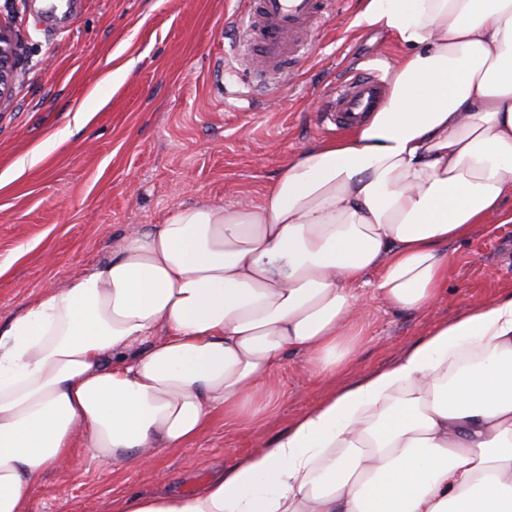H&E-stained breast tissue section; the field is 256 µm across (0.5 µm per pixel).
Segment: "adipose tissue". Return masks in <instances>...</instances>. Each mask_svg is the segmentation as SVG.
<instances>
[{
	"label": "adipose tissue",
	"instance_id": "1",
	"mask_svg": "<svg viewBox=\"0 0 512 512\" xmlns=\"http://www.w3.org/2000/svg\"><path fill=\"white\" fill-rule=\"evenodd\" d=\"M404 48L376 112L250 206H178L0 323V512L80 456L152 473L247 429L288 356L344 368L365 299L435 306L451 247L512 195V0H367ZM111 512H512V290L434 323L189 493Z\"/></svg>",
	"mask_w": 512,
	"mask_h": 512
}]
</instances>
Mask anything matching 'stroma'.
I'll list each match as a JSON object with an SVG mask.
<instances>
[{
	"label": "stroma",
	"instance_id": "stroma-1",
	"mask_svg": "<svg viewBox=\"0 0 512 512\" xmlns=\"http://www.w3.org/2000/svg\"><path fill=\"white\" fill-rule=\"evenodd\" d=\"M345 2L302 61L263 81L232 50L237 0H0L18 44L0 103V321L106 260L125 229L180 205L259 200L291 159L333 139L320 124L324 94L350 72L391 77L402 54L390 33L360 22L365 0ZM507 289L512 223L480 226L457 244L432 310L371 304L368 334L335 378L308 381L290 357L278 404L251 431L219 417L188 447L160 451L170 488L190 491L331 389L394 361L435 320ZM156 490L143 471L84 459L46 474L31 512H107L122 492Z\"/></svg>",
	"mask_w": 512,
	"mask_h": 512
}]
</instances>
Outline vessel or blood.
Instances as JSON below:
<instances>
[{
  "label": "vessel or blood",
  "mask_w": 512,
  "mask_h": 512,
  "mask_svg": "<svg viewBox=\"0 0 512 512\" xmlns=\"http://www.w3.org/2000/svg\"><path fill=\"white\" fill-rule=\"evenodd\" d=\"M242 24L238 31L249 56L261 71L276 76L311 46L323 20L336 16L338 0H240ZM384 83L377 72L362 71L338 83L322 109L323 121L347 127L378 111Z\"/></svg>",
  "instance_id": "obj_1"
}]
</instances>
